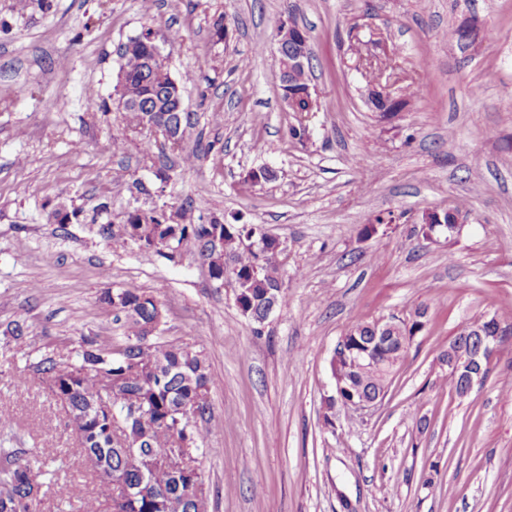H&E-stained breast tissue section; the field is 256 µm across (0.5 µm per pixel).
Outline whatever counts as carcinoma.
I'll return each mask as SVG.
<instances>
[{
  "instance_id": "carcinoma-1",
  "label": "carcinoma",
  "mask_w": 512,
  "mask_h": 512,
  "mask_svg": "<svg viewBox=\"0 0 512 512\" xmlns=\"http://www.w3.org/2000/svg\"><path fill=\"white\" fill-rule=\"evenodd\" d=\"M156 43L146 33L120 48V70L125 91L135 101L128 110L132 125L144 119L158 125L176 127L178 136L170 147L181 148L186 132L193 126L187 112H150L146 106L172 85L166 67L151 69L148 60ZM182 223H167L162 209L139 210L126 221L140 229L144 251L169 262L173 251L197 252L204 262L214 254L216 235L224 237V281L239 291V302L254 315L258 324L271 303H280L282 280L278 256L271 245L252 248L244 244L249 224H195L180 212ZM120 312L128 331L127 343L119 352L112 344L97 338L83 342L74 362L46 356L32 366V373L45 383L62 407L67 426L76 435L81 453L92 464L98 497L86 495L78 484L63 486L70 501L81 504L82 512H98V498L112 499V512H207V497L198 465L200 445L212 422L209 395L214 380L203 354L180 346L144 345L149 330H158L163 313L158 301L132 289L120 291ZM351 336L337 343L344 350H370L375 363L363 371H342L343 385L365 395L392 381L397 366H391V347H382L362 322L351 327ZM112 389L141 403L148 414L147 425L126 426L120 436L126 445L114 443L112 418L98 414L100 393ZM189 403L198 413L197 424L189 429L176 427L172 410ZM40 462L24 448H0V512H38L28 510L32 490L38 500L47 494Z\"/></svg>"
}]
</instances>
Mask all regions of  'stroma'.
Instances as JSON below:
<instances>
[{"label":"stroma","instance_id":"35a3bbf8","mask_svg":"<svg viewBox=\"0 0 512 512\" xmlns=\"http://www.w3.org/2000/svg\"><path fill=\"white\" fill-rule=\"evenodd\" d=\"M289 18L309 36L310 112L290 111L276 79ZM0 21V446L28 449L51 486L94 490L28 366L75 358L87 338L124 347V316L99 297L131 288L162 306L155 342L204 354L215 380L199 455L209 512H512V0H0ZM145 33L198 118L186 148L213 144L190 168L169 152L164 182L150 132L108 104L119 46ZM361 54L396 63L401 112L368 102ZM301 124L302 143L289 135ZM259 167L275 179L247 184ZM59 202L79 221L56 223ZM189 202L195 223L284 243V301L262 326L195 252L173 264L113 248L129 211ZM456 207L457 228L424 240V213ZM419 308L428 323L385 398L328 407L341 337ZM484 315L508 342L460 397L439 354Z\"/></svg>","mask_w":512,"mask_h":512}]
</instances>
